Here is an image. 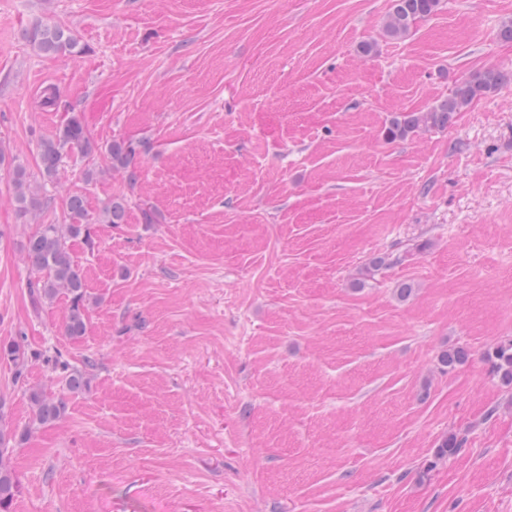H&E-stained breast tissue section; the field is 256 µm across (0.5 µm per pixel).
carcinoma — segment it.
Instances as JSON below:
<instances>
[{
	"instance_id": "carcinoma-1",
	"label": "carcinoma",
	"mask_w": 512,
	"mask_h": 512,
	"mask_svg": "<svg viewBox=\"0 0 512 512\" xmlns=\"http://www.w3.org/2000/svg\"><path fill=\"white\" fill-rule=\"evenodd\" d=\"M440 0H393L385 32L392 39L405 37L414 24L438 10ZM26 40L42 54H69L77 56L83 48L74 35L61 27L36 24L25 33ZM507 73L488 69L481 74L461 80L448 99L425 112H408L394 118L387 127L391 139H403L421 127L446 128L454 113L461 111L476 98L492 93L508 83ZM93 142L79 118H71L59 134L40 145V174L46 181L53 180L60 166L63 151L80 149L88 151ZM110 167L126 170L133 162L135 149L113 140L104 147ZM12 182L16 200L25 211H36L43 202L30 189L29 174L22 166L14 168ZM68 222L65 224H39L27 241V259L36 278L29 282V295L34 305L52 304L59 297L67 298L68 316L65 334L78 338L87 330L86 306L88 302L81 269L74 262L69 242L74 239L91 241V220L86 202L81 195H72L67 203ZM125 202L113 200L103 211L100 221L106 224H122L125 221ZM0 360L13 364L17 377H22L29 364V357L15 341L0 343ZM491 371L504 385H512V340L499 343L489 354ZM31 409L29 428L18 433L5 424L0 411V512L9 509L18 492L19 482L8 463L9 444L25 440L31 429L60 420L66 404L60 398L48 395L43 388L33 385L27 390Z\"/></svg>"
}]
</instances>
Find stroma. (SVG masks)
Listing matches in <instances>:
<instances>
[{
    "label": "stroma",
    "mask_w": 512,
    "mask_h": 512,
    "mask_svg": "<svg viewBox=\"0 0 512 512\" xmlns=\"http://www.w3.org/2000/svg\"><path fill=\"white\" fill-rule=\"evenodd\" d=\"M391 4L0 0V343L29 356L21 378L0 361V409L23 428L36 384L67 406L11 453L12 512H512V387L485 359L512 338V82L386 136L512 70V0H440L398 40ZM38 22L82 53L34 52ZM74 115L135 148L136 179L96 148L42 180ZM72 194L97 220L70 243L79 338L65 300L33 307L24 252ZM116 197L124 223H99ZM507 73L498 69H487L481 74L461 80L448 99L425 112H408L395 117L387 127L391 139H403L420 127L446 128L454 112H460L476 98L492 93L508 83ZM30 176L22 166L14 168L12 173V182L16 192V200L20 208L25 211H37L44 203L30 189Z\"/></svg>",
    "instance_id": "35a3bbf8"
}]
</instances>
